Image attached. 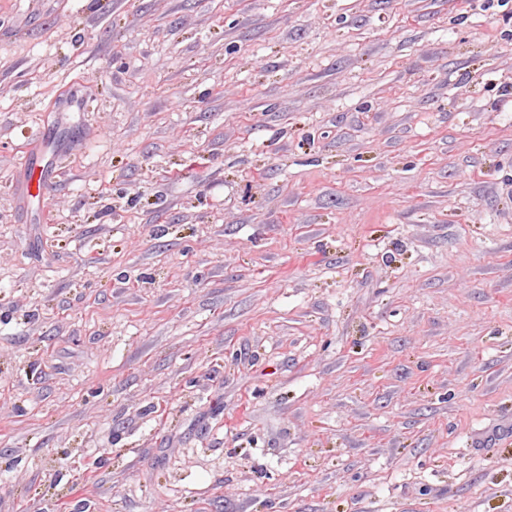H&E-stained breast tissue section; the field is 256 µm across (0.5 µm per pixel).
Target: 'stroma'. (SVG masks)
Here are the masks:
<instances>
[{
    "label": "stroma",
    "instance_id": "obj_1",
    "mask_svg": "<svg viewBox=\"0 0 512 512\" xmlns=\"http://www.w3.org/2000/svg\"><path fill=\"white\" fill-rule=\"evenodd\" d=\"M508 182L512 0H0V512H512Z\"/></svg>",
    "mask_w": 512,
    "mask_h": 512
}]
</instances>
